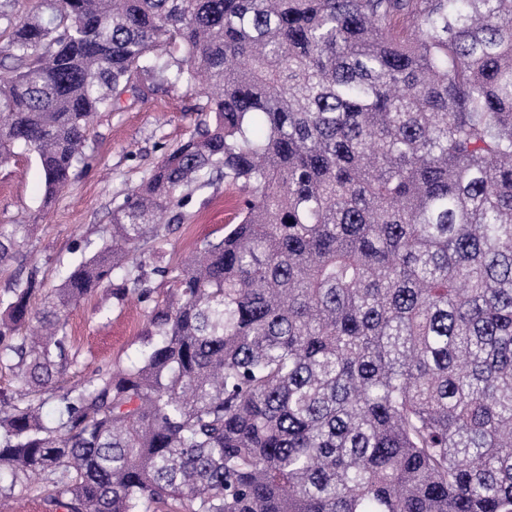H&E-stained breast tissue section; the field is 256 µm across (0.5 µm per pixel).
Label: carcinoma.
<instances>
[{
	"mask_svg": "<svg viewBox=\"0 0 512 512\" xmlns=\"http://www.w3.org/2000/svg\"><path fill=\"white\" fill-rule=\"evenodd\" d=\"M45 4L0 10V160L35 152L46 199L144 78L208 119L42 308L33 273L0 300V472L69 512H512V0ZM215 176L239 221L148 305L140 244ZM99 290L148 350L45 418Z\"/></svg>",
	"mask_w": 512,
	"mask_h": 512,
	"instance_id": "obj_1",
	"label": "carcinoma"
}]
</instances>
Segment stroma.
<instances>
[{
  "label": "stroma",
  "instance_id": "stroma-1",
  "mask_svg": "<svg viewBox=\"0 0 512 512\" xmlns=\"http://www.w3.org/2000/svg\"><path fill=\"white\" fill-rule=\"evenodd\" d=\"M199 95L186 87L154 85L142 95L124 93L118 110L100 112L90 122L87 159L67 190L46 202L41 166L21 151L0 163V227L34 225L22 261L0 265V298H7L20 271H36L42 293L61 283L65 272L90 257L112 235V210L145 181L163 154L194 134L202 119ZM183 223L171 225L164 241L141 245L145 264L160 260L175 268L206 239L222 237L238 221L241 192L224 181L191 187ZM73 362L59 377L58 390L136 362L147 347L146 310L120 305L102 294L89 296L65 312Z\"/></svg>",
  "mask_w": 512,
  "mask_h": 512
}]
</instances>
